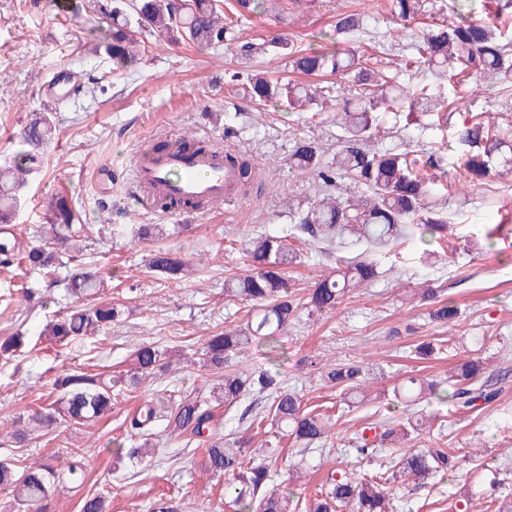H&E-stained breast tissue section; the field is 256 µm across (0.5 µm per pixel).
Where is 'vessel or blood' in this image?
I'll use <instances>...</instances> for the list:
<instances>
[{
    "mask_svg": "<svg viewBox=\"0 0 512 512\" xmlns=\"http://www.w3.org/2000/svg\"><path fill=\"white\" fill-rule=\"evenodd\" d=\"M135 178L145 199L174 195L213 204L229 199L237 171L225 162L223 153L190 154L172 149L144 153Z\"/></svg>",
    "mask_w": 512,
    "mask_h": 512,
    "instance_id": "vessel-or-blood-1",
    "label": "vessel or blood"
}]
</instances>
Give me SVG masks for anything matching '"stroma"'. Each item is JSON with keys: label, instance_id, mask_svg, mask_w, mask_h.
I'll return each mask as SVG.
<instances>
[{"label": "stroma", "instance_id": "stroma-1", "mask_svg": "<svg viewBox=\"0 0 512 512\" xmlns=\"http://www.w3.org/2000/svg\"><path fill=\"white\" fill-rule=\"evenodd\" d=\"M111 5V0H0V165L18 153L15 134L30 112L47 103L46 84L56 71L84 70L96 87L95 95L72 99L61 110L41 164L20 192L16 240L23 246L52 244L46 205L52 195L66 191L86 226L82 255L101 271L99 296L123 309L118 322L66 348L42 342L22 361L0 358V455L50 464L66 449L82 452L89 463L85 482L60 485L49 512H79L84 496L105 488L112 491L110 512H148L152 501L170 497L184 499L182 512H235L225 479L211 475L202 449L183 438L153 437L152 460L137 465L116 463L109 443L128 436L137 407L162 395L166 386L209 395L214 377L202 360L205 337L247 321V304L225 295L224 278L244 269L249 239L287 224L289 203L306 202L311 195V173L292 163L296 143L310 141L331 153L339 131L332 109L321 102L291 112L244 98L240 76H288L289 58L282 49L249 64L232 47L213 51L151 42L124 75L111 74L87 36ZM345 12L375 17L376 30L342 41V48L365 51L388 71L403 65L413 31L397 26L390 0H314L312 6L292 9L287 20L264 13L243 20L242 28L250 41L317 48L322 32L332 31L337 15ZM487 111L512 124V82L469 83L460 98L449 99L448 122L455 125ZM230 113L236 116L231 124L225 120ZM187 135L206 145L221 143L261 165L263 189L203 215L142 200L133 171L143 152ZM103 166L112 169L105 190L96 180ZM447 182V191L436 199L451 221L445 260L423 266L418 241L398 246L397 256L382 262L377 281L335 311L305 314L289 325L283 337L288 357L275 366L305 406L335 418L331 440L338 450L383 411L403 379H442L462 363L482 362L502 389L499 403L466 415L444 414L443 428L425 429L417 441L421 448L455 449L466 454V462L436 484L411 486L405 494L416 512H454L453 503L465 498L471 512H506L512 504L491 493L489 480L496 471H512V176H493L465 190L455 176ZM139 224H182L186 230L158 242L142 241L133 231ZM485 238L492 248H472L473 240ZM290 245L297 253L292 288L303 296L334 260L319 246L298 239ZM162 247L190 263L181 281L147 271L150 254ZM59 261L56 283L22 263L0 266V336H36L66 306L62 278L73 266L67 252H60ZM420 282L457 304L456 322L431 321L426 307L408 300L407 291ZM434 338L447 341V356L416 358L414 347ZM143 342L164 352L167 373L142 381L95 423L61 428L57 438L32 439L21 448L12 443L15 416L46 401L54 372L72 366L127 370L134 347ZM314 359L358 362L368 374L362 400L339 411L335 390L310 365ZM282 446L299 469L291 489L311 499L335 469V455H300L289 439Z\"/></svg>", "mask_w": 512, "mask_h": 512}]
</instances>
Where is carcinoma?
<instances>
[{
    "label": "carcinoma",
    "instance_id": "obj_1",
    "mask_svg": "<svg viewBox=\"0 0 512 512\" xmlns=\"http://www.w3.org/2000/svg\"><path fill=\"white\" fill-rule=\"evenodd\" d=\"M223 0H115L112 9L92 27L90 37L97 48L121 71L136 61L137 46L149 39L179 46L237 48L245 60L269 52L266 43L240 41L238 26L224 22ZM476 0H449L447 8H436L429 0H392L396 17L403 22L430 19L413 46L414 54L405 62L410 71L425 62L433 78L415 86L412 92L394 98L391 113L404 129L424 125L443 129L437 110L448 103V81L463 86L471 80L512 79V27L473 17ZM274 7V0H235L234 10L251 17ZM367 30L364 16L341 13L336 16L334 35L355 34ZM290 65L305 75L339 76L366 87L393 83L399 75L387 76L353 52L341 50L337 42L319 49L292 52ZM252 103L263 105L279 101L297 110L314 101V93L291 80H272L263 73L252 74L242 87ZM388 113L378 110L372 99L359 97L344 101L336 113L341 134L336 152L327 157L311 142L300 141L292 158L298 167L313 174L315 194L306 203L289 209L290 228L298 238L332 250L346 236H354L372 246L355 257L340 258L342 264L320 275L304 298L290 288L288 268L297 254L288 245L290 234L262 233L249 240L247 253L252 270L224 279V293L251 304L244 328L226 329L209 336L203 346V362L220 372L212 398L186 394L173 389L160 403L150 402L131 418L134 433L115 442L113 457L121 463L142 462L148 457L146 446L153 430L161 426L205 445L206 462L211 471L230 477L227 492L234 495L235 512H389L393 486L409 476L424 485L426 481L455 471L458 454L446 448L417 449L421 424L407 417H381L357 431L352 445L356 457L377 463V469L361 477L347 471L333 472L327 487L319 488L313 499L303 505L288 488L274 486L282 471L280 443L288 438L300 446V453L328 439L331 419L303 407L298 393L288 388L279 373L261 370L246 375L239 371L235 357L249 345H256L274 359L285 357L282 332L298 318L301 310L327 313L337 308L346 294L376 280L379 274L376 256L386 254L395 242L418 238L425 245L440 243L447 237L448 218L429 205V199L441 192V184L427 173L431 167L462 170L470 182H481L489 175H512V125L492 130L472 116L455 132L452 153L448 157L416 150L379 147L372 144L380 134ZM55 131L49 110L31 112L21 126L18 139L24 150L13 162L0 166V224L12 223L16 216L14 186L25 182L44 144ZM239 168V189L249 194L259 178V169L249 160L233 156ZM357 182L365 191L360 199L337 195L343 178ZM158 203L165 209H195L199 203L189 199L162 196ZM47 220L57 244L65 246L83 231L74 223V211L68 196L60 192L47 206ZM144 240L169 236L164 224L143 225ZM22 258L29 264L53 274L57 252L41 246L23 251L12 239H0V264L9 265ZM148 266L167 280H176L185 262L176 254L159 249L151 254ZM69 296L83 299L99 290L100 270L79 263L66 278ZM419 301L434 305L430 317L441 323L458 317V307L450 300H438L437 290L424 288ZM122 311L112 303L90 307L76 305L64 315L47 322L38 340L64 344L79 336L94 334L119 320ZM26 345L18 334L0 341V356L9 358ZM162 352L152 343H143L131 354L134 372L104 375L77 368L51 381L50 402L30 408L18 416L13 436L22 440L46 435L62 423L88 424L112 410V400L137 387L140 376H150L164 368ZM481 367L464 363L457 372L442 380L411 377L393 390L403 407H416L432 401L448 410L470 413L499 400L502 389L491 379H480ZM323 380L341 394L357 387L362 367L338 363L322 373ZM249 401L241 419L254 418L271 427L267 446L257 457L247 450L243 436L223 433L216 423L215 408L228 411ZM71 461L56 468L52 465L23 466L12 458H0V490L9 491L22 512H46L52 488L64 481L79 483L85 475L83 456L70 451ZM80 512H106L105 497L84 498Z\"/></svg>",
    "mask_w": 512,
    "mask_h": 512
}]
</instances>
